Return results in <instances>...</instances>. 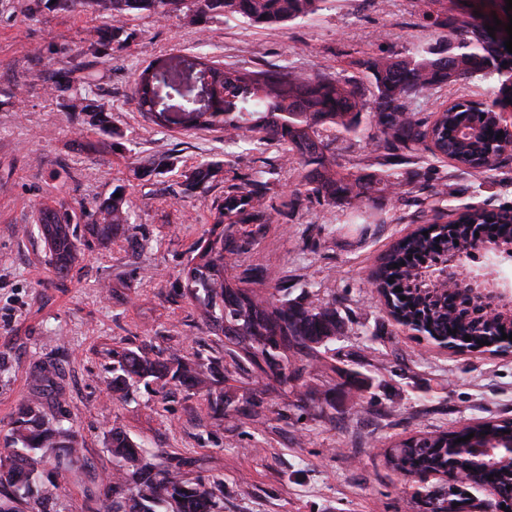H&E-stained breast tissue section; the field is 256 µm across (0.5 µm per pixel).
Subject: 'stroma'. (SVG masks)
<instances>
[{
	"label": "stroma",
	"instance_id": "obj_1",
	"mask_svg": "<svg viewBox=\"0 0 512 512\" xmlns=\"http://www.w3.org/2000/svg\"><path fill=\"white\" fill-rule=\"evenodd\" d=\"M25 4L0 0V439L33 395L32 373L51 367L44 411L73 424L82 448L72 468H56L51 458L38 468L41 482L61 486L56 512H98L116 468L107 448L114 429L159 452L184 478H223L219 512H429L427 493L447 479L398 477L385 449L421 430L512 418V350L454 353L403 334L369 273L414 230L431 185L453 183L454 196L441 204L451 214L511 208L512 164L474 177L445 159L408 157L394 168L399 194L373 193L370 223L349 224L345 202H294L297 174L277 144L258 143L253 133L228 146L219 130L154 129L131 89L155 59L201 52L228 66H289L364 82L368 58H400L419 46L447 53L443 28L423 18L416 0H322L314 14L273 27L232 16L201 27L179 12L130 14V39L98 64L91 95L109 108L124 146L115 155L86 151L96 130L73 122L66 95L33 78L56 70L62 53L78 52L92 19L46 10L31 20ZM322 136L342 169L385 174L370 117L358 133L328 127ZM169 156L174 163L161 173L134 176L136 166ZM202 162L223 168L181 194L183 172ZM260 173L271 187L270 222L249 238L241 263L275 272L294 294L316 288L319 304L335 303L345 321L330 361L304 382L260 379L249 363L233 364L224 335L180 288L181 268L211 226L212 202L228 184ZM118 184L131 215L125 233L103 244L79 229L80 259L56 275L33 232L39 205L91 208ZM121 347L155 358L174 351L220 358L230 405L214 416L203 394L173 384L112 396L105 382ZM248 397L258 416L246 427L239 409Z\"/></svg>",
	"mask_w": 512,
	"mask_h": 512
}]
</instances>
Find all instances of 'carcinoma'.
<instances>
[{"mask_svg": "<svg viewBox=\"0 0 512 512\" xmlns=\"http://www.w3.org/2000/svg\"><path fill=\"white\" fill-rule=\"evenodd\" d=\"M322 0H29L28 18L43 9L79 13L104 19L87 30L86 49L80 58L64 56L56 76L39 74L51 88L73 90L69 109L79 118L94 113L102 138L87 143L93 152L117 151L121 143L106 120L104 104L94 105L86 87L98 59L112 45L130 39L124 19L146 11L166 17L180 11L196 24L217 16L241 17L252 25H283L305 17ZM456 40L443 56L432 48H421L403 58L373 57L367 61L370 86L357 79L321 74L304 76L290 67L247 69L223 66L205 54L199 63L218 77L219 96L209 112L186 109V126L219 128L230 144L240 133L258 131L274 141L292 163L298 164L299 186L317 198L345 200L353 205L346 223L362 218L363 205L373 187L359 176L340 169L336 154L321 135L329 125L342 133L357 132L363 113L372 117L379 131L376 147L387 162L421 149L434 158H447L471 174H486L512 155V131L503 124L502 113L512 108V60L502 51L497 37L489 36L484 21L466 13L451 28ZM151 66L137 75L133 96L139 110L152 122L168 127L164 113L152 112L144 85ZM67 79L62 84L61 79ZM484 82L487 94L474 101L465 96L435 113L420 117L416 100L460 79ZM502 137H497V134ZM218 163H204L184 172V190L192 191L214 177ZM269 184L261 178L241 179L225 187L224 199L211 204L212 228L197 242L182 270L185 295L203 315L224 330L235 347V358L250 362L268 378L280 383L299 380L323 365L321 349L343 331L336 304L318 305L309 295L291 297L285 282L261 295L253 285L269 279L266 269L238 264L245 238L269 223L266 198ZM120 197H114V194ZM125 190L117 185L99 205L80 212L60 204L46 203L37 209L35 226L48 252V263L60 276L77 261L78 228L89 227L102 241L129 223ZM420 229L400 238L387 251L372 273L379 294L398 325H413V331L439 346L454 343L462 351L497 352L512 346L502 335L512 333V305L497 309L494 334L486 335V320L480 314L483 291H460L440 276L455 259L454 270L478 251L473 239L476 227L493 229L490 242L501 252L512 250V209L468 210L453 220L452 234L439 226L440 216L427 220ZM254 225L248 231L246 226ZM428 235H423V232ZM402 291L397 292L395 288ZM471 340H465V336ZM486 344H481V341ZM219 362L203 363L195 357L174 354L165 361L143 349L112 350V392L124 393L129 386L159 382L179 383L204 392L210 409L224 414L229 399L220 387ZM466 442H457L469 434ZM8 448L0 452V512H48L60 486L53 483L34 492L31 483L36 466L46 451L60 449L73 464L79 460L78 432L48 417L39 397L27 401L10 422L4 437ZM512 443V420H488L457 431L413 435L389 453L394 471L404 477L423 478L432 473L456 471L445 492L434 491L431 512H461L473 486L498 490L501 501L512 498V456L500 452L490 456L477 448L502 449ZM109 448L121 462L109 481L102 512H216L224 499L220 477L190 482L178 471L155 462L124 433L110 432ZM36 493L31 498L29 494Z\"/></svg>", "mask_w": 512, "mask_h": 512, "instance_id": "1", "label": "carcinoma"}]
</instances>
